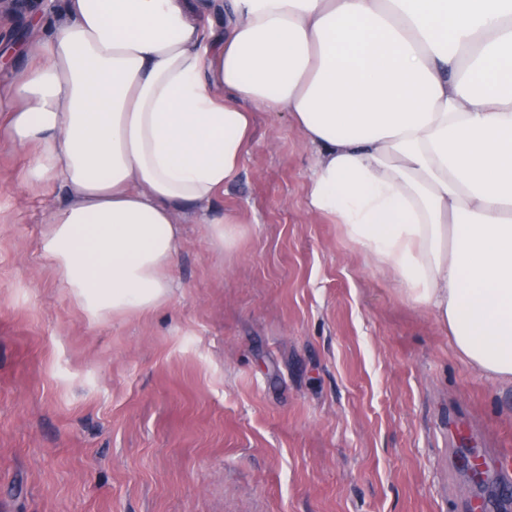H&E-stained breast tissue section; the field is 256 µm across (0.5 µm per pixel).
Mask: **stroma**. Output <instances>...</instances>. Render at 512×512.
<instances>
[{"mask_svg": "<svg viewBox=\"0 0 512 512\" xmlns=\"http://www.w3.org/2000/svg\"><path fill=\"white\" fill-rule=\"evenodd\" d=\"M314 154L254 115L157 309L91 320L43 258L55 187L0 145V512H473L498 499L512 385L456 356L339 226L310 212Z\"/></svg>", "mask_w": 512, "mask_h": 512, "instance_id": "35a3bbf8", "label": "stroma"}]
</instances>
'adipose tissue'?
Here are the masks:
<instances>
[{
  "instance_id": "1",
  "label": "adipose tissue",
  "mask_w": 512,
  "mask_h": 512,
  "mask_svg": "<svg viewBox=\"0 0 512 512\" xmlns=\"http://www.w3.org/2000/svg\"><path fill=\"white\" fill-rule=\"evenodd\" d=\"M0 82V143L60 185L41 253L91 319L170 300L181 226L253 112L315 152L308 207L339 224L458 358L512 384V0H59Z\"/></svg>"
}]
</instances>
